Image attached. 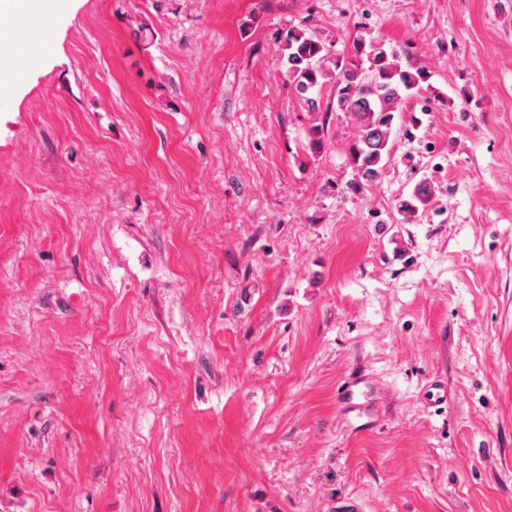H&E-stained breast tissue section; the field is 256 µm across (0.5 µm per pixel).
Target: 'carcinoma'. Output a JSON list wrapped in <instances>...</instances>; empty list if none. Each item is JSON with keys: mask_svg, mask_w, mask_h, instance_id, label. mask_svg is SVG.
Returning <instances> with one entry per match:
<instances>
[{"mask_svg": "<svg viewBox=\"0 0 512 512\" xmlns=\"http://www.w3.org/2000/svg\"><path fill=\"white\" fill-rule=\"evenodd\" d=\"M405 48L382 40H353L350 50L337 54L325 41L290 29L283 39L282 59L288 86L310 112L321 109L323 92L333 91L330 104L350 115L357 132L348 147L353 171L350 189L358 191L376 184L391 157L397 134L395 114L407 98L422 89L428 74L403 64ZM431 201L425 183L399 201L404 220L413 221Z\"/></svg>", "mask_w": 512, "mask_h": 512, "instance_id": "carcinoma-1", "label": "carcinoma"}]
</instances>
